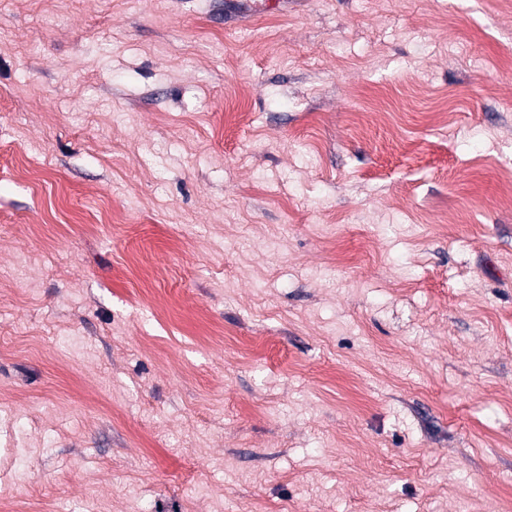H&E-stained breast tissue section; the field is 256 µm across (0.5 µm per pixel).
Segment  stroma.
Returning a JSON list of instances; mask_svg holds the SVG:
<instances>
[{"label":"stroma","mask_w":512,"mask_h":512,"mask_svg":"<svg viewBox=\"0 0 512 512\" xmlns=\"http://www.w3.org/2000/svg\"><path fill=\"white\" fill-rule=\"evenodd\" d=\"M0 0L8 512H512V0Z\"/></svg>","instance_id":"stroma-1"}]
</instances>
